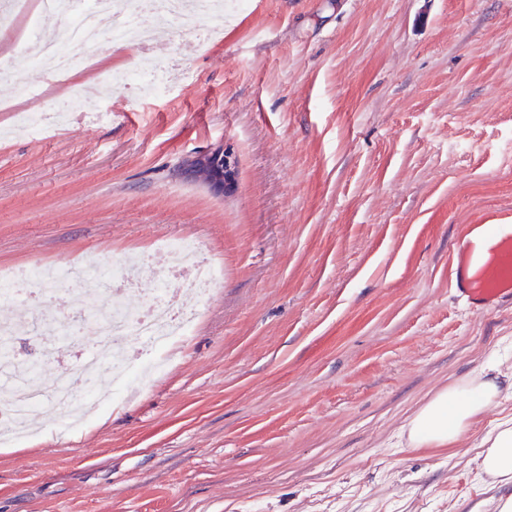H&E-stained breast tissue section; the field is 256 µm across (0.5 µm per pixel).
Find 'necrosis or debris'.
<instances>
[{"mask_svg": "<svg viewBox=\"0 0 512 512\" xmlns=\"http://www.w3.org/2000/svg\"><path fill=\"white\" fill-rule=\"evenodd\" d=\"M59 0H15L13 20L25 21L29 29L19 37L23 53L35 64H50V73L65 76L81 67L88 59L89 48L97 40L105 17H115L112 41L115 46L136 45L144 47L155 40L158 29L152 24L153 14L191 16L184 0H72L70 9L75 16L72 26L63 38L42 35L37 26L39 16L54 13ZM103 83L112 88L120 85L137 87L156 94L173 83L171 71H143L127 69L104 74ZM165 256L171 261L168 270L157 271V285L147 305L129 311L121 304L105 305L102 296L122 294L133 286L137 265H152L154 257ZM191 264L193 275L187 279V288L208 295L222 277L221 267L207 254L204 247L191 238H163L156 240L150 253L134 260L122 258L112 268L86 267L80 264L66 269H53L41 265L29 266L0 274V298H23L28 284L40 281L43 288L58 291L60 288L81 283L92 292L87 300L84 316L93 318L100 338V347L108 358L119 359L114 376L117 385L112 394L95 393L86 399L56 385L46 390L39 378V365L50 354L49 338L69 339L71 326L68 315L57 314L34 324L25 319L0 324V336L12 338L11 359L0 362V373H11L16 384L0 393V445L9 447L23 436L25 417L35 408L52 404L67 406L70 414H83L92 406H103L120 400L118 388L134 369L121 362L126 349L125 340L137 336L144 340L152 355L154 366L167 364L170 346L194 327L199 314L195 311L172 309L166 286L170 274L179 271L181 264Z\"/></svg>", "mask_w": 512, "mask_h": 512, "instance_id": "4bbe7bcc", "label": "necrosis or debris"}]
</instances>
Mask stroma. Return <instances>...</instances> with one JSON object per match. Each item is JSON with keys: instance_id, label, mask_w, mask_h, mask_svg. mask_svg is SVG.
<instances>
[{"instance_id": "obj_1", "label": "stroma", "mask_w": 512, "mask_h": 512, "mask_svg": "<svg viewBox=\"0 0 512 512\" xmlns=\"http://www.w3.org/2000/svg\"><path fill=\"white\" fill-rule=\"evenodd\" d=\"M177 58L189 79L114 88L110 122L0 139V268H108L161 237L224 268L201 302L169 281L201 315L148 387L77 427L33 413L34 439L0 446V512H494L512 484L477 454L512 418V309L472 313L449 283L467 225H512V0H248L195 51L106 37L66 78L17 56L0 103L25 78L53 110ZM219 148L221 191L186 170ZM85 296L0 300V322L64 305L73 337L41 376L80 395ZM498 358L460 447L409 443L408 417ZM102 80L110 92H112V87L126 85L129 87L137 86L151 94L166 90L173 83L170 70H161L159 72L158 70L127 69L106 73L103 75Z\"/></svg>"}]
</instances>
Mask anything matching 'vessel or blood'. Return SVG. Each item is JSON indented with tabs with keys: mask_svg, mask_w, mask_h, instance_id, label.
Masks as SVG:
<instances>
[{
	"mask_svg": "<svg viewBox=\"0 0 512 512\" xmlns=\"http://www.w3.org/2000/svg\"><path fill=\"white\" fill-rule=\"evenodd\" d=\"M452 260L456 299L482 312L512 306V232L489 240L464 236Z\"/></svg>",
	"mask_w": 512,
	"mask_h": 512,
	"instance_id": "obj_1",
	"label": "vessel or blood"
}]
</instances>
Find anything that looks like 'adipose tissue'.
Here are the masks:
<instances>
[{
    "instance_id": "obj_1",
    "label": "adipose tissue",
    "mask_w": 512,
    "mask_h": 512,
    "mask_svg": "<svg viewBox=\"0 0 512 512\" xmlns=\"http://www.w3.org/2000/svg\"><path fill=\"white\" fill-rule=\"evenodd\" d=\"M500 393L494 377L457 382L439 390L407 421L410 443L417 447L455 445L498 400ZM486 442L488 447L481 455V470L511 481L512 419L499 422Z\"/></svg>"
}]
</instances>
